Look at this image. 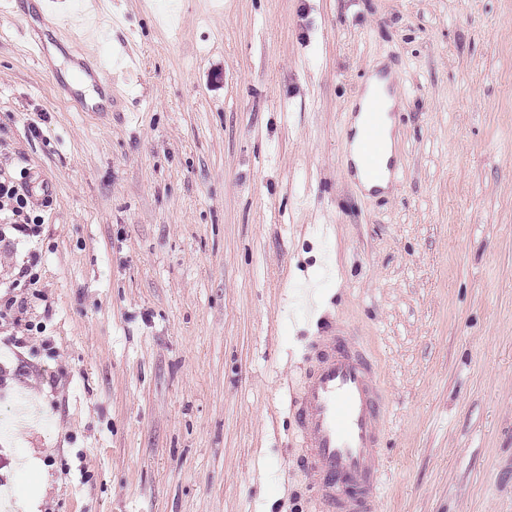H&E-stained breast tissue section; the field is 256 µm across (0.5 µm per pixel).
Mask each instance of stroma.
Instances as JSON below:
<instances>
[{"label": "stroma", "mask_w": 512, "mask_h": 512, "mask_svg": "<svg viewBox=\"0 0 512 512\" xmlns=\"http://www.w3.org/2000/svg\"><path fill=\"white\" fill-rule=\"evenodd\" d=\"M28 2L0 175L50 204L0 259L38 327L0 319V512H318L286 408L310 293L385 395L377 512H512V0H104L98 43ZM379 63L385 192L349 159Z\"/></svg>", "instance_id": "35a3bbf8"}]
</instances>
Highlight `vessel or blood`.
I'll list each match as a JSON object with an SVG mask.
<instances>
[{
  "mask_svg": "<svg viewBox=\"0 0 512 512\" xmlns=\"http://www.w3.org/2000/svg\"><path fill=\"white\" fill-rule=\"evenodd\" d=\"M389 114L375 95L365 109L364 143L381 141ZM314 365L288 396L300 462L327 512H376L385 404L373 362L341 326L327 324L306 347Z\"/></svg>",
  "mask_w": 512,
  "mask_h": 512,
  "instance_id": "1",
  "label": "vessel or blood"
}]
</instances>
